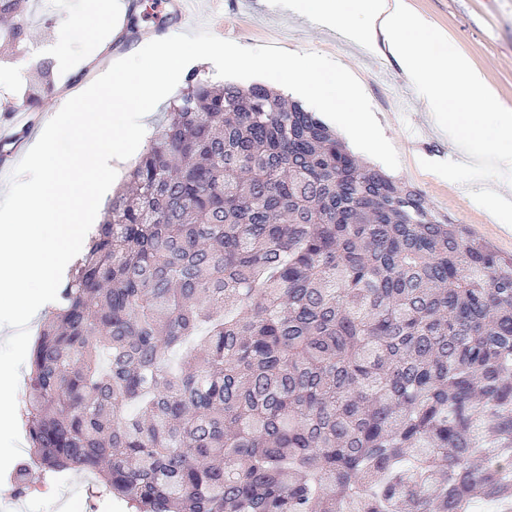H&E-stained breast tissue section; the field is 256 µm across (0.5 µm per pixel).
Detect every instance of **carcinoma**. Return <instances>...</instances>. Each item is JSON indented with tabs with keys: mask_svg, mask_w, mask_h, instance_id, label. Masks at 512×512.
Listing matches in <instances>:
<instances>
[{
	"mask_svg": "<svg viewBox=\"0 0 512 512\" xmlns=\"http://www.w3.org/2000/svg\"><path fill=\"white\" fill-rule=\"evenodd\" d=\"M55 91L45 63L20 98ZM59 298L22 410L50 478L131 512H512V257L265 85L186 77Z\"/></svg>",
	"mask_w": 512,
	"mask_h": 512,
	"instance_id": "carcinoma-1",
	"label": "carcinoma"
}]
</instances>
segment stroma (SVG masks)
I'll list each match as a JSON object with an SVG mask.
<instances>
[{
    "label": "stroma",
    "instance_id": "stroma-1",
    "mask_svg": "<svg viewBox=\"0 0 512 512\" xmlns=\"http://www.w3.org/2000/svg\"><path fill=\"white\" fill-rule=\"evenodd\" d=\"M95 0H34L31 30L36 47L48 61L59 55L71 59L100 57L109 62L126 54L153 35L191 33L202 28L245 47L275 45L287 51H312L342 60L360 81L374 113L388 125L400 166L396 179L411 184L437 211L456 223L469 225L502 255L512 254V238L501 234L492 215L464 185L425 171L420 160L459 161L465 154L449 148L448 136L436 124L422 102L402 108L401 102L414 87L404 77L395 57L384 45L373 49L351 42L334 30L312 25L303 18L271 8L268 0H194L189 16L167 22L140 18L134 34H125L132 0H109L99 45L88 44L66 19H87ZM434 27L464 52L481 70L497 100L512 109V0H407ZM90 474L74 473L45 488L40 469L28 475V490L18 496L14 484H0V512H71L82 502L83 512H126L121 501L94 498L87 491Z\"/></svg>",
    "mask_w": 512,
    "mask_h": 512
}]
</instances>
